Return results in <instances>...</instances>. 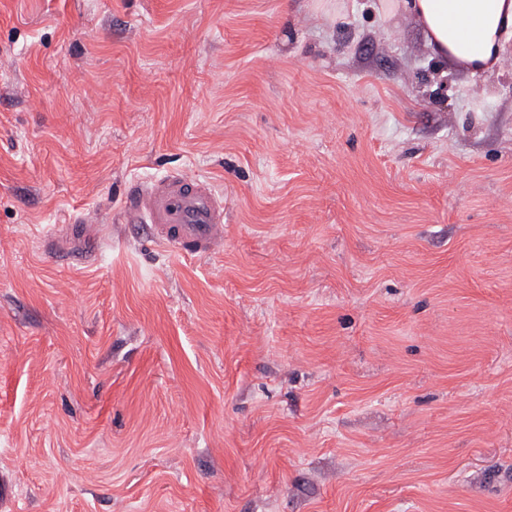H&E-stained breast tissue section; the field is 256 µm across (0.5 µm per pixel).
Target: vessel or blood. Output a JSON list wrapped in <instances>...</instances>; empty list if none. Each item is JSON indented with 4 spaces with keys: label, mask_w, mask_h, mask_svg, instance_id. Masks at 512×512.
<instances>
[{
    "label": "vessel or blood",
    "mask_w": 512,
    "mask_h": 512,
    "mask_svg": "<svg viewBox=\"0 0 512 512\" xmlns=\"http://www.w3.org/2000/svg\"><path fill=\"white\" fill-rule=\"evenodd\" d=\"M129 219L153 227L155 239L198 255L224 240V206L203 181L178 173L140 187L125 204Z\"/></svg>",
    "instance_id": "1"
}]
</instances>
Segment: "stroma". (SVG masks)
Wrapping results in <instances>:
<instances>
[{
    "instance_id": "35a3bbf8",
    "label": "stroma",
    "mask_w": 512,
    "mask_h": 512,
    "mask_svg": "<svg viewBox=\"0 0 512 512\" xmlns=\"http://www.w3.org/2000/svg\"><path fill=\"white\" fill-rule=\"evenodd\" d=\"M177 171L210 253L124 212ZM0 512H512V57L379 0H0Z\"/></svg>"
}]
</instances>
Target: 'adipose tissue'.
I'll return each mask as SVG.
<instances>
[{
	"instance_id": "1",
	"label": "adipose tissue",
	"mask_w": 512,
	"mask_h": 512,
	"mask_svg": "<svg viewBox=\"0 0 512 512\" xmlns=\"http://www.w3.org/2000/svg\"><path fill=\"white\" fill-rule=\"evenodd\" d=\"M380 10L414 16L432 58L455 70L489 77L512 53V0H381Z\"/></svg>"
}]
</instances>
